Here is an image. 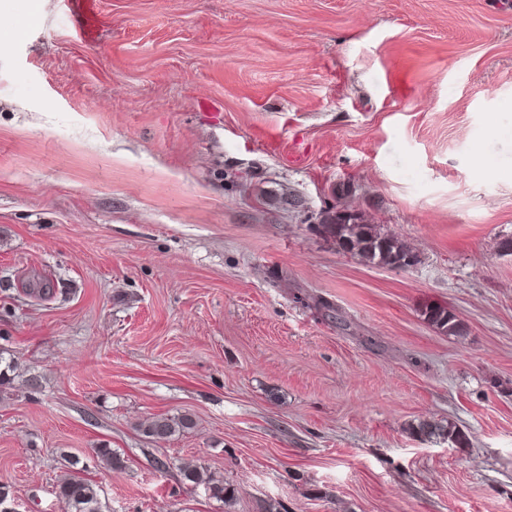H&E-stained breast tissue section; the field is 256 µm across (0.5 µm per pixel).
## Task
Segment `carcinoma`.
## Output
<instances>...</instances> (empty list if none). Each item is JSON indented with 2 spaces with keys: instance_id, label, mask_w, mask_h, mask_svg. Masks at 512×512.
Masks as SVG:
<instances>
[{
  "instance_id": "cac0c4a2",
  "label": "carcinoma",
  "mask_w": 512,
  "mask_h": 512,
  "mask_svg": "<svg viewBox=\"0 0 512 512\" xmlns=\"http://www.w3.org/2000/svg\"><path fill=\"white\" fill-rule=\"evenodd\" d=\"M321 232L336 242V247L352 252L366 262L377 266L401 267L406 262H418V256L399 238L380 232L371 224L369 217L362 211L349 207H336L326 212L320 223ZM427 320L442 332L450 336H462L464 326L450 310L433 306L426 310ZM192 417L183 415L177 418L156 416L141 426L142 432L153 439L164 441L193 429ZM417 432L432 435L436 432L448 436L454 442L462 440L455 431L429 422L417 427ZM96 457L113 470L126 467L125 459L112 449L103 447L94 449ZM183 480L191 486H205V490L215 499L229 502L233 490L202 467L187 464L182 469ZM57 497L63 500L70 512H101V503L96 485L78 476V472L64 476L56 487Z\"/></svg>"
}]
</instances>
